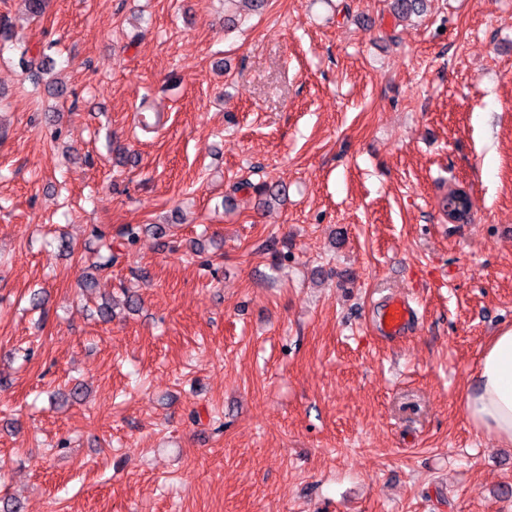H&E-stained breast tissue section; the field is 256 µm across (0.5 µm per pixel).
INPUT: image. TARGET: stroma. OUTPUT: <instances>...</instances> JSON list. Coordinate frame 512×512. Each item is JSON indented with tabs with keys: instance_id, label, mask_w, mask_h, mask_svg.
Instances as JSON below:
<instances>
[{
	"instance_id": "1",
	"label": "stroma",
	"mask_w": 512,
	"mask_h": 512,
	"mask_svg": "<svg viewBox=\"0 0 512 512\" xmlns=\"http://www.w3.org/2000/svg\"><path fill=\"white\" fill-rule=\"evenodd\" d=\"M426 5L269 0L229 29L224 0H0V499L512 512V445L462 403L512 327V0ZM265 181L288 188L269 208ZM126 289L140 310L102 321ZM393 294L416 319L385 340Z\"/></svg>"
}]
</instances>
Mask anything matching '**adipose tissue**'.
<instances>
[{"label":"adipose tissue","instance_id":"adipose-tissue-1","mask_svg":"<svg viewBox=\"0 0 512 512\" xmlns=\"http://www.w3.org/2000/svg\"><path fill=\"white\" fill-rule=\"evenodd\" d=\"M464 408L478 432L512 444V328L487 342L464 395Z\"/></svg>","mask_w":512,"mask_h":512}]
</instances>
